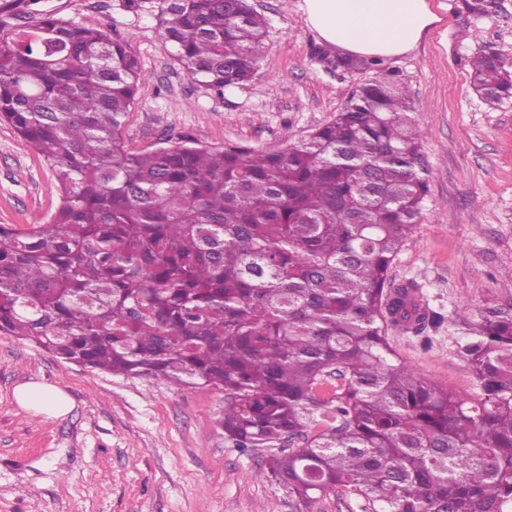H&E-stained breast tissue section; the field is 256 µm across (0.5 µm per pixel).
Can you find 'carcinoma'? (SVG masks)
<instances>
[{
	"label": "carcinoma",
	"mask_w": 512,
	"mask_h": 512,
	"mask_svg": "<svg viewBox=\"0 0 512 512\" xmlns=\"http://www.w3.org/2000/svg\"><path fill=\"white\" fill-rule=\"evenodd\" d=\"M0 0V122L54 173L51 220L0 224V332L85 368L224 390V433L281 445L256 476L309 512H512V310L490 307L459 357L477 397L402 360L389 332L442 320L392 263L428 191L423 132L391 74L279 150L128 147L139 60L98 25ZM151 14L199 86L246 85L267 21L248 0H121ZM493 0H460L469 16ZM472 89L512 97L495 48ZM310 512H362L355 498L329 492L321 496L310 507Z\"/></svg>",
	"instance_id": "obj_1"
}]
</instances>
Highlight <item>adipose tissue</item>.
<instances>
[{
	"instance_id": "adipose-tissue-1",
	"label": "adipose tissue",
	"mask_w": 512,
	"mask_h": 512,
	"mask_svg": "<svg viewBox=\"0 0 512 512\" xmlns=\"http://www.w3.org/2000/svg\"><path fill=\"white\" fill-rule=\"evenodd\" d=\"M307 22L322 42L356 55L394 58L413 49L438 23L429 0H304ZM25 409L48 418L70 410L58 387L30 381L15 390Z\"/></svg>"
}]
</instances>
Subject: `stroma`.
Here are the masks:
<instances>
[{
    "label": "stroma",
    "instance_id": "35a3bbf8",
    "mask_svg": "<svg viewBox=\"0 0 512 512\" xmlns=\"http://www.w3.org/2000/svg\"><path fill=\"white\" fill-rule=\"evenodd\" d=\"M303 0H250L268 21L253 80L224 95L194 84L171 55L159 22L121 0H47L64 18L98 22L140 62L126 141L276 150L307 139L343 110L372 69L337 70ZM440 23L409 53L384 60L406 89L404 118L423 131L429 192L396 256L394 283H416L444 317L425 335L392 333L396 353L426 378L477 396L457 354L465 320L512 306V98L486 104L472 90L469 60L495 46L512 60V0L489 15L433 0ZM59 204L53 172L0 123V224L45 223ZM61 388L70 411L45 418L16 401V387ZM224 392L130 378L67 362L0 332V512H295L279 486L255 478L271 451L244 452L224 432Z\"/></svg>",
    "mask_w": 512,
    "mask_h": 512
}]
</instances>
